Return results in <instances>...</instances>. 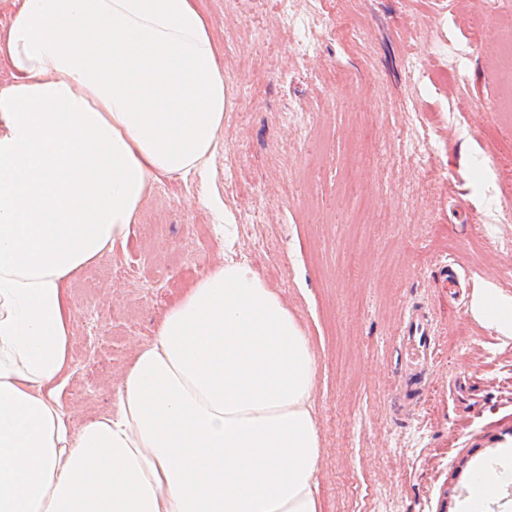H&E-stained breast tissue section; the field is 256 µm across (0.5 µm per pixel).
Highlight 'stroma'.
I'll return each mask as SVG.
<instances>
[{"mask_svg": "<svg viewBox=\"0 0 512 512\" xmlns=\"http://www.w3.org/2000/svg\"><path fill=\"white\" fill-rule=\"evenodd\" d=\"M204 7L224 128L206 177L161 178L126 244L69 280L73 427L111 409L173 300L223 259L227 221L317 352L327 512H462L475 466L512 448V339L471 310L512 296V246L496 244L512 243V178L497 173L512 115L493 106L512 0H289L290 24L277 0ZM415 311L434 347L417 391L402 351Z\"/></svg>", "mask_w": 512, "mask_h": 512, "instance_id": "obj_1", "label": "stroma"}]
</instances>
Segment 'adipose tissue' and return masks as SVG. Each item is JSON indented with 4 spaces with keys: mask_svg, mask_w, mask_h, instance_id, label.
Instances as JSON below:
<instances>
[{
    "mask_svg": "<svg viewBox=\"0 0 512 512\" xmlns=\"http://www.w3.org/2000/svg\"><path fill=\"white\" fill-rule=\"evenodd\" d=\"M221 58L201 0H13L0 23V512H324L316 355L245 259L170 305L111 411L76 429L60 397L66 284L160 177L208 166ZM511 478L475 470L463 512Z\"/></svg>",
    "mask_w": 512,
    "mask_h": 512,
    "instance_id": "obj_1",
    "label": "adipose tissue"
}]
</instances>
